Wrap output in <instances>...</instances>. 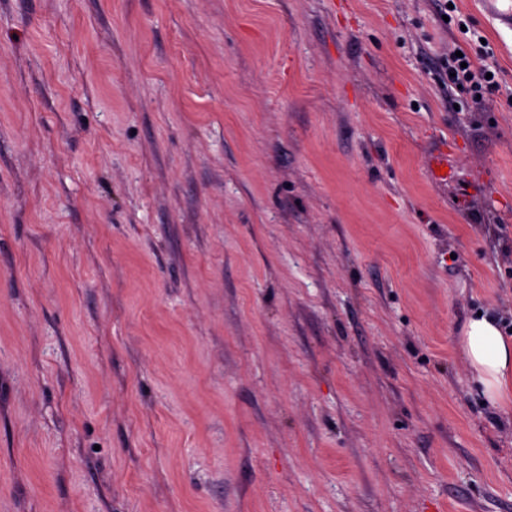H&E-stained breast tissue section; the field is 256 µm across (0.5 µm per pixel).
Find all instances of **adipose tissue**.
Instances as JSON below:
<instances>
[{"label":"adipose tissue","mask_w":512,"mask_h":512,"mask_svg":"<svg viewBox=\"0 0 512 512\" xmlns=\"http://www.w3.org/2000/svg\"><path fill=\"white\" fill-rule=\"evenodd\" d=\"M475 384L487 401L504 404L512 396V337L490 315L470 317L459 340Z\"/></svg>","instance_id":"1"}]
</instances>
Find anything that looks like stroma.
<instances>
[{
  "instance_id": "obj_1",
  "label": "stroma",
  "mask_w": 512,
  "mask_h": 512,
  "mask_svg": "<svg viewBox=\"0 0 512 512\" xmlns=\"http://www.w3.org/2000/svg\"><path fill=\"white\" fill-rule=\"evenodd\" d=\"M480 2L0 0V512H512ZM461 51V50H459ZM463 57H457L456 55L448 61V81L452 84H471L476 89V92H480L484 87H497L498 80L496 78L497 69L491 70L489 66L481 65L477 67L470 58L463 52ZM466 62L467 67L462 68L461 63ZM456 73V76H453ZM487 73H491L492 77L486 79ZM459 343L485 399L504 404L512 395V337L504 336L496 318L482 313L467 320Z\"/></svg>"
}]
</instances>
